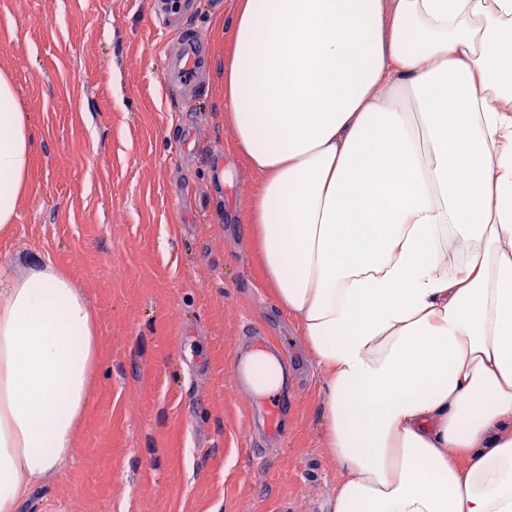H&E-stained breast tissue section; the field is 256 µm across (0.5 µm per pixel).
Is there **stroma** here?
Segmentation results:
<instances>
[{
	"instance_id": "stroma-1",
	"label": "stroma",
	"mask_w": 512,
	"mask_h": 512,
	"mask_svg": "<svg viewBox=\"0 0 512 512\" xmlns=\"http://www.w3.org/2000/svg\"><path fill=\"white\" fill-rule=\"evenodd\" d=\"M233 0H197L210 53L194 111L169 87L154 0H0V72L39 147L0 266L55 264L99 325L100 372L72 453L17 512H329L323 382L266 287L242 208L259 187L224 122ZM283 360L286 425L237 363L249 327Z\"/></svg>"
}]
</instances>
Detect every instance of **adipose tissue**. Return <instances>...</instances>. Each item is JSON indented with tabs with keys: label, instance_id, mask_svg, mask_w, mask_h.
<instances>
[{
	"label": "adipose tissue",
	"instance_id": "1",
	"mask_svg": "<svg viewBox=\"0 0 512 512\" xmlns=\"http://www.w3.org/2000/svg\"><path fill=\"white\" fill-rule=\"evenodd\" d=\"M242 219L323 378L331 512H512V0H235ZM37 135L0 73V233ZM82 290L0 269V512L72 452L99 370ZM253 395L277 357L248 356Z\"/></svg>",
	"mask_w": 512,
	"mask_h": 512
}]
</instances>
